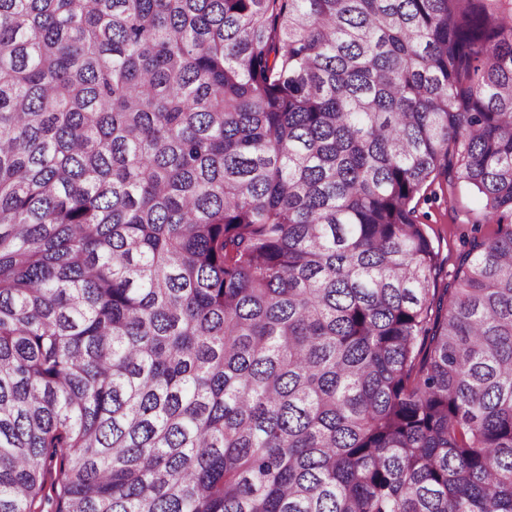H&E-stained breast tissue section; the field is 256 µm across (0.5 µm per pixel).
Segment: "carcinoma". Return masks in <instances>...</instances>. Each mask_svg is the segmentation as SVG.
<instances>
[{"label": "carcinoma", "mask_w": 512, "mask_h": 512, "mask_svg": "<svg viewBox=\"0 0 512 512\" xmlns=\"http://www.w3.org/2000/svg\"><path fill=\"white\" fill-rule=\"evenodd\" d=\"M0 512H512V0H0ZM410 207L439 252L438 288H445L459 270V256L467 243L494 226L486 225L483 203L477 195L464 183L449 187L443 177L431 178Z\"/></svg>", "instance_id": "obj_1"}]
</instances>
